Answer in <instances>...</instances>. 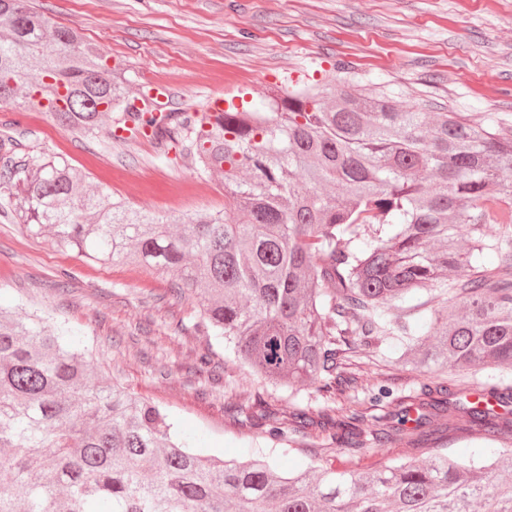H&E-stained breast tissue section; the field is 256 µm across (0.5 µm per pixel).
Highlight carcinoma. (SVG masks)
Returning <instances> with one entry per match:
<instances>
[{
	"instance_id": "obj_1",
	"label": "carcinoma",
	"mask_w": 512,
	"mask_h": 512,
	"mask_svg": "<svg viewBox=\"0 0 512 512\" xmlns=\"http://www.w3.org/2000/svg\"><path fill=\"white\" fill-rule=\"evenodd\" d=\"M77 29L50 22L33 0H0V108L39 104L62 127L189 143L199 169L224 178V212L167 222L84 190L51 157L10 185L27 229L97 262L139 261L194 294L195 328L259 379L296 391L311 383L332 409L299 408L292 427L259 407L270 446L248 458L203 455L170 415L96 375L65 324L0 310V512H512V135L455 112L404 110L347 84L329 101L311 85L268 112L230 108L213 122L135 108L126 82ZM468 227L470 244H458ZM501 263L486 269L483 251ZM420 289L433 292L409 304ZM389 338L413 370L487 372L461 400L438 383L418 417L370 415L351 394L381 400L349 359ZM196 369L222 377L211 359ZM473 430L492 460L434 449L367 471L315 463L283 476L269 458L293 433L320 429L328 447Z\"/></svg>"
}]
</instances>
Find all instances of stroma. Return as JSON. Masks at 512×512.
I'll list each match as a JSON object with an SVG mask.
<instances>
[{
    "instance_id": "35a3bbf8",
    "label": "stroma",
    "mask_w": 512,
    "mask_h": 512,
    "mask_svg": "<svg viewBox=\"0 0 512 512\" xmlns=\"http://www.w3.org/2000/svg\"><path fill=\"white\" fill-rule=\"evenodd\" d=\"M51 21L78 27L99 45L132 95L146 80L167 85L164 112H203L216 99H245L266 111L309 78L352 83L394 96L405 109L454 112L512 130V0H35ZM58 156L89 185L136 210L174 220L224 208L220 177L200 173L180 147L150 137L118 140L60 128L36 110L0 109V174L22 176ZM176 279L137 263L103 265L78 249L29 233L0 189V307L45 311L79 336L98 371L137 397L167 407L182 435L207 453L241 455L257 431L224 416L228 400H264L289 414L321 408L313 389L265 387L224 354V342L195 332L194 299ZM224 369L217 386L198 383L196 355ZM365 381L385 380L414 397L469 375L415 373L389 348L366 354ZM426 444L365 442L338 452L350 469L426 459Z\"/></svg>"
}]
</instances>
